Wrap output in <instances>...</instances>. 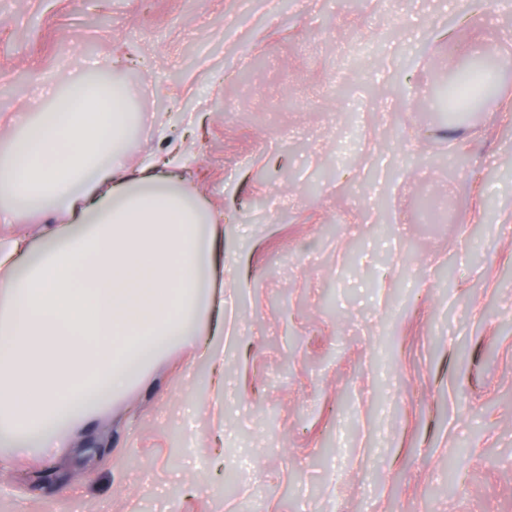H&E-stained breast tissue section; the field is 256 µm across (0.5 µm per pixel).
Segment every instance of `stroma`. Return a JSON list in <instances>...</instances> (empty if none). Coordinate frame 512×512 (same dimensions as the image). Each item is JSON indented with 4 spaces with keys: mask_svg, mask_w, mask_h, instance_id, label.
Here are the masks:
<instances>
[{
    "mask_svg": "<svg viewBox=\"0 0 512 512\" xmlns=\"http://www.w3.org/2000/svg\"><path fill=\"white\" fill-rule=\"evenodd\" d=\"M0 0V126L76 63L127 82L125 165L187 122L224 225V385L170 350L0 512H512V9ZM495 54L497 97L433 89Z\"/></svg>",
    "mask_w": 512,
    "mask_h": 512,
    "instance_id": "1",
    "label": "stroma"
}]
</instances>
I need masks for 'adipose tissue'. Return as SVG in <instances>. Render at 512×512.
<instances>
[{
    "instance_id": "adipose-tissue-1",
    "label": "adipose tissue",
    "mask_w": 512,
    "mask_h": 512,
    "mask_svg": "<svg viewBox=\"0 0 512 512\" xmlns=\"http://www.w3.org/2000/svg\"><path fill=\"white\" fill-rule=\"evenodd\" d=\"M134 132L126 83L87 71L0 157V464L58 455L187 340L223 368L221 226L184 191L177 143L126 177ZM21 214L46 223L15 233Z\"/></svg>"
}]
</instances>
